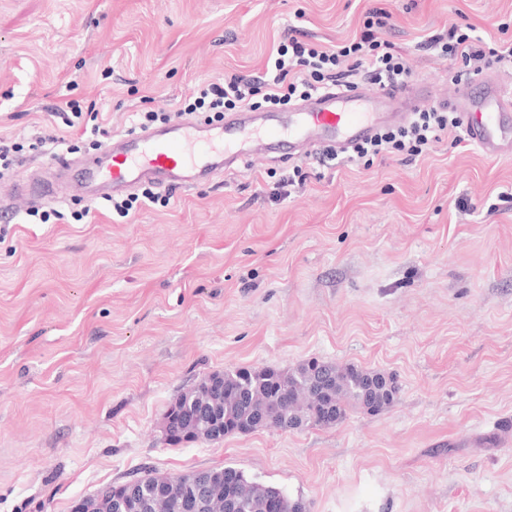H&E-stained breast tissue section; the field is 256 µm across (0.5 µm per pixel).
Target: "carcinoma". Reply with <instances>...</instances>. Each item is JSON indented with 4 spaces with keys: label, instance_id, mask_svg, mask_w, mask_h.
<instances>
[{
    "label": "carcinoma",
    "instance_id": "cac0c4a2",
    "mask_svg": "<svg viewBox=\"0 0 512 512\" xmlns=\"http://www.w3.org/2000/svg\"><path fill=\"white\" fill-rule=\"evenodd\" d=\"M223 376L224 393L196 383L171 404L180 411L181 427L194 442H216L232 433L260 429L333 427L343 421L348 408L377 414L390 407L399 393L391 374L317 359L290 372L237 369L225 371ZM217 473L232 479L240 490L227 507L222 500L206 497L208 482ZM183 488L200 491L196 512H265L272 497L279 499L282 512H308L301 498L291 499L276 487L247 478L233 466L172 478L152 474L137 478L130 481V494L112 503V512H180Z\"/></svg>",
    "mask_w": 512,
    "mask_h": 512
}]
</instances>
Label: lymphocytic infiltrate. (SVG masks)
Instances as JSON below:
<instances>
[{"label":"lymphocytic infiltrate","instance_id":"lymphocytic-infiltrate-1","mask_svg":"<svg viewBox=\"0 0 512 512\" xmlns=\"http://www.w3.org/2000/svg\"><path fill=\"white\" fill-rule=\"evenodd\" d=\"M388 18L384 9L370 10L359 37L336 50L289 37L268 59L264 75L198 83L182 109L205 113L208 121L215 122L223 120L225 110L251 106L255 96H262L269 106H285L359 74L381 87L409 82L411 71L404 58L381 37ZM424 46L434 50L440 59L459 60L479 68L512 61V43L485 41L454 23L430 36ZM460 126L456 112L437 107L421 109L411 113L404 123L382 128L370 139L354 145L349 159L368 165L389 156L416 157Z\"/></svg>","mask_w":512,"mask_h":512}]
</instances>
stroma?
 Listing matches in <instances>:
<instances>
[{"label":"stroma","instance_id":"stroma-1","mask_svg":"<svg viewBox=\"0 0 512 512\" xmlns=\"http://www.w3.org/2000/svg\"><path fill=\"white\" fill-rule=\"evenodd\" d=\"M386 9L416 50L448 22L512 42V0H0V139L87 144L51 115L96 105L107 134L175 113L201 79L257 76L288 35L333 48ZM285 199L272 155L86 224L0 217V512L72 503L157 472L230 465L311 512H512V158L452 136L421 156L326 168ZM318 359L396 375L391 407L331 428L171 445L201 377Z\"/></svg>","mask_w":512,"mask_h":512}]
</instances>
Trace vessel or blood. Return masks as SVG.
<instances>
[{
	"label": "vessel or blood",
	"mask_w": 512,
	"mask_h": 512,
	"mask_svg": "<svg viewBox=\"0 0 512 512\" xmlns=\"http://www.w3.org/2000/svg\"><path fill=\"white\" fill-rule=\"evenodd\" d=\"M431 98L411 85L378 89L337 87L287 112L233 113L221 123H172L113 137L104 150L110 164L91 157L52 161L62 174L80 167L94 187L93 201L153 184L176 191L223 177L255 152L278 151L279 162L318 148L348 149L377 129L403 123ZM467 139L486 156L512 158V92L491 75L466 81L451 105Z\"/></svg>",
	"instance_id": "b4317fda"
}]
</instances>
